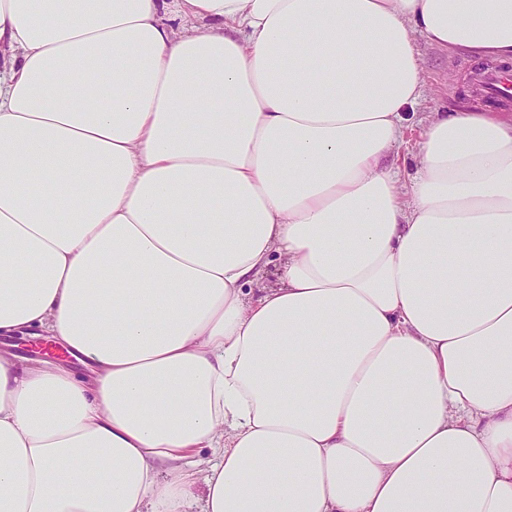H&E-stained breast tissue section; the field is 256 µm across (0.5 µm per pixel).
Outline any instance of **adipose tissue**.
I'll list each match as a JSON object with an SVG mask.
<instances>
[{
	"mask_svg": "<svg viewBox=\"0 0 512 512\" xmlns=\"http://www.w3.org/2000/svg\"><path fill=\"white\" fill-rule=\"evenodd\" d=\"M421 40L512 0H0V336L88 373L0 352V512H512V114L402 176ZM0 338V349L7 348L18 356L34 359H49V358H64V353L61 349L52 346L49 341L44 339V336H22L13 339L5 340L7 345L4 346ZM49 347V349H45Z\"/></svg>",
	"mask_w": 512,
	"mask_h": 512,
	"instance_id": "1",
	"label": "adipose tissue"
}]
</instances>
